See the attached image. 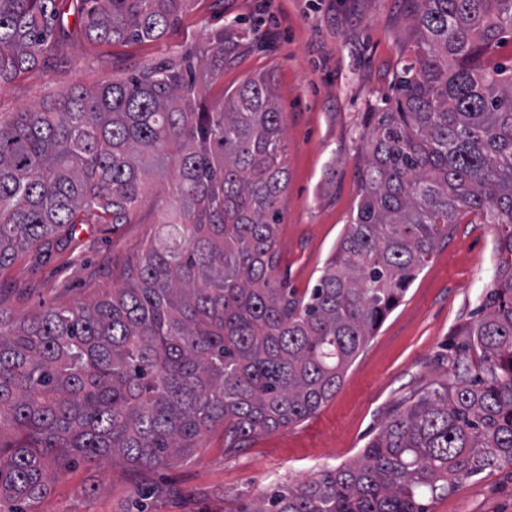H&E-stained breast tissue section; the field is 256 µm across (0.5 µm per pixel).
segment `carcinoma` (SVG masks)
<instances>
[{
	"label": "carcinoma",
	"mask_w": 512,
	"mask_h": 512,
	"mask_svg": "<svg viewBox=\"0 0 512 512\" xmlns=\"http://www.w3.org/2000/svg\"><path fill=\"white\" fill-rule=\"evenodd\" d=\"M191 0H0V81L46 65L64 16L92 40L156 42ZM418 51L378 113L356 213L309 295L271 283L288 185L269 80L206 104L234 63L221 25L199 50L0 120V271L89 212L127 224L145 176L173 198L128 283L14 326L0 310V504L49 494L79 462L151 469L224 426L229 448L314 415L463 211L496 226L495 288L451 376L414 395L354 464L252 512H428L426 497L512 464V0H414ZM477 363L470 362L472 352Z\"/></svg>",
	"instance_id": "cac0c4a2"
}]
</instances>
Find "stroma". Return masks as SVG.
<instances>
[{"label":"stroma","instance_id":"obj_1","mask_svg":"<svg viewBox=\"0 0 512 512\" xmlns=\"http://www.w3.org/2000/svg\"><path fill=\"white\" fill-rule=\"evenodd\" d=\"M412 0H197L159 42L104 44L70 29L64 56L0 83V117L50 103L68 88H96L168 51L194 50L207 31L238 21L237 61L206 87L208 101L258 74L270 76L286 137L288 186L277 231L274 281L314 288L359 200L358 173L375 115L394 103L415 59ZM172 175H151L130 223L86 216L76 233L38 243L0 272V309L14 325L34 313L90 302L125 285L158 231ZM492 225L460 214L405 297L313 416L252 434L227 449L223 427L196 454L139 472L119 459L77 464L52 483L34 512H251L274 492L357 460L410 395L450 374L449 356L491 288ZM429 512H512V465L495 464L430 500Z\"/></svg>","mask_w":512,"mask_h":512}]
</instances>
